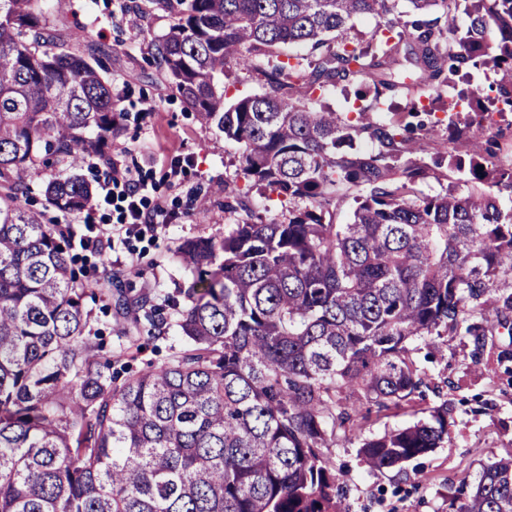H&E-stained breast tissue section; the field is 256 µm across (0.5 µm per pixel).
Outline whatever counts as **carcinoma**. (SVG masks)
<instances>
[{
    "label": "carcinoma",
    "mask_w": 512,
    "mask_h": 512,
    "mask_svg": "<svg viewBox=\"0 0 512 512\" xmlns=\"http://www.w3.org/2000/svg\"><path fill=\"white\" fill-rule=\"evenodd\" d=\"M66 0H0V512H341L329 449L357 441L374 473L448 442L450 406L430 420L371 430L376 420L439 390L414 358L430 336H469L512 312V166L471 152L496 115L512 112V0H151L175 15L152 42L173 87L199 118L240 144L245 178L288 199L267 222L241 190L224 201L241 222L183 241L193 274L179 308L184 349L126 377L78 285L77 232L48 224L94 201L76 174L111 166L120 128L95 43L57 28ZM466 30L454 23L459 7ZM378 25L367 46L349 22ZM306 44L310 53L283 54ZM419 68L404 83V63ZM270 88L224 106V68ZM489 68V88L471 83ZM358 86L371 103L344 118L322 93ZM414 89L433 105L449 88L437 154L470 181L417 190L437 172L423 127L391 97ZM374 146L360 151L356 142ZM353 198L350 219H326ZM452 512H512V453L463 479Z\"/></svg>",
    "instance_id": "carcinoma-1"
}]
</instances>
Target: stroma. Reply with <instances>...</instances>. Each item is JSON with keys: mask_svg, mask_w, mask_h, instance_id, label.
Instances as JSON below:
<instances>
[{"mask_svg": "<svg viewBox=\"0 0 512 512\" xmlns=\"http://www.w3.org/2000/svg\"><path fill=\"white\" fill-rule=\"evenodd\" d=\"M148 0H68L60 24L81 27L87 40L99 42L109 52L101 57V74L111 83L119 106L127 114L113 146L131 147L126 162L147 183L149 198L163 199L176 213L174 223L143 230L136 236L111 238L112 208L104 206L101 223L86 225L81 215L62 216L47 209L50 223L68 222L79 236L110 239L112 251L132 253L134 268L122 289L128 297H151L161 305L160 324L144 312L123 317L111 308V298L95 275L81 276L90 293L86 305L96 315V328L106 351L118 350L123 339L135 341L139 351L131 366L144 371L163 366L184 341L177 317L167 299L185 302V286L192 280L176 251L183 240L199 235H220L238 223L242 211L228 210L224 198L236 189H248L252 205L266 220L284 221L288 212L282 197L264 188H248L238 167L239 146L225 139L216 127L202 124L170 83L150 47L151 39L166 33L172 13L151 10L141 14ZM150 100L153 111L142 109ZM185 165L171 175L174 159ZM111 251V252H112ZM512 352V313L486 338L481 356H474L471 338L451 336L442 355L421 362L435 382L444 383L442 397L427 395L428 405L445 398L453 405L448 420V442L405 465L382 474H371L362 463L356 443L332 451L336 474L346 490L342 512H448V504L463 478L474 477L482 466L512 448V360L498 362L501 351Z\"/></svg>", "mask_w": 512, "mask_h": 512, "instance_id": "stroma-1", "label": "stroma"}]
</instances>
